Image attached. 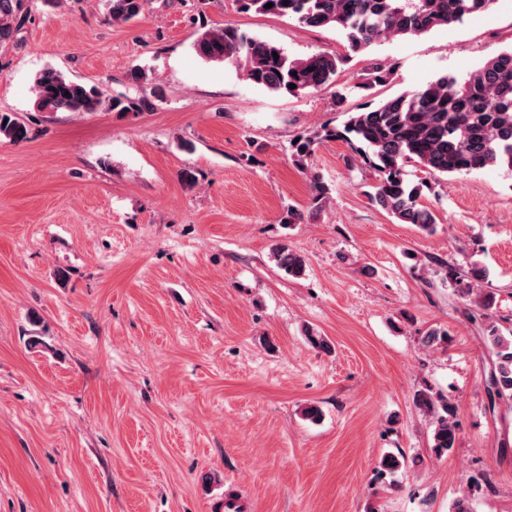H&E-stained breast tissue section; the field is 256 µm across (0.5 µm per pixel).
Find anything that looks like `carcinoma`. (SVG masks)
<instances>
[{"mask_svg": "<svg viewBox=\"0 0 512 512\" xmlns=\"http://www.w3.org/2000/svg\"><path fill=\"white\" fill-rule=\"evenodd\" d=\"M147 0H107L112 19L127 23L138 18ZM243 10L292 17L305 26L335 27L346 39L348 51L316 52L291 58L267 41L251 37L227 23L201 33L194 43L198 57L207 62L230 63L251 83L273 92L298 94L336 83L341 67L352 55L374 44L419 36L450 27L464 17L488 10L496 0H238ZM272 7H266V4ZM27 20L23 0H0V47L15 41ZM391 66L372 62L364 68L362 89L388 81ZM296 88L291 89L289 85ZM37 110L44 112H149L156 101L126 95L104 98L99 88L76 82L47 68L35 80ZM28 123L12 112H0V138L13 143L30 140ZM323 140L350 144L363 163L377 174L369 194L372 204L399 224H412L425 234L436 230L437 218L420 198L428 182L409 179L411 166L429 176L468 174L499 168L512 171V47L484 61L459 81L442 75L424 87L403 92L362 112H350L340 127L323 129ZM316 138L301 137L291 144L295 161L302 164L314 152ZM312 201L320 209L329 194L317 174L310 176ZM276 266L292 278L306 271L305 258L286 243L271 249ZM444 278L459 286L461 296H472L486 269L476 264L464 274L440 263ZM477 307L485 343L491 353L488 410L512 405V334L502 333L490 310V297L472 300ZM417 406L433 425L432 448L442 455L455 447L458 425L448 400L423 393Z\"/></svg>", "mask_w": 512, "mask_h": 512, "instance_id": "cac0c4a2", "label": "carcinoma"}]
</instances>
